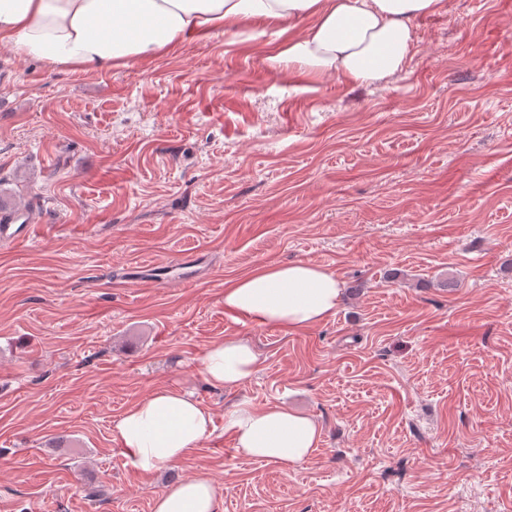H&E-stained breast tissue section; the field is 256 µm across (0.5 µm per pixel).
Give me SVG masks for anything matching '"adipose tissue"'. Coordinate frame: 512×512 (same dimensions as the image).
Here are the masks:
<instances>
[{"label": "adipose tissue", "instance_id": "obj_1", "mask_svg": "<svg viewBox=\"0 0 512 512\" xmlns=\"http://www.w3.org/2000/svg\"><path fill=\"white\" fill-rule=\"evenodd\" d=\"M442 0H0V43L52 70L100 72L147 62L186 38L241 34L249 20L278 27L284 39L272 63L352 85L395 76L413 53L415 19ZM300 19V33L287 25ZM342 297L335 272L310 262L261 268L224 289L226 311L262 325L301 330L334 314ZM259 354L249 342L211 345L201 367L209 385L231 389L254 374ZM235 450L247 459L292 466L320 441L312 417L282 405L235 404L225 415ZM213 432L209 410L192 394L158 388L132 404L113 433L130 464L151 477L185 459ZM153 512H218L214 483L196 476L157 496Z\"/></svg>", "mask_w": 512, "mask_h": 512}]
</instances>
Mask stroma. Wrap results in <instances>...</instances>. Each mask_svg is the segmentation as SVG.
Masks as SVG:
<instances>
[{
	"label": "stroma",
	"instance_id": "1",
	"mask_svg": "<svg viewBox=\"0 0 512 512\" xmlns=\"http://www.w3.org/2000/svg\"><path fill=\"white\" fill-rule=\"evenodd\" d=\"M413 31L367 86L274 67L272 36L94 73L0 44V207L41 224L0 242V512H152L199 475L219 512H512V0ZM296 261L340 277L335 314L225 311L226 283ZM227 338L259 364L220 390L201 359ZM161 387L215 430L146 477L113 425ZM242 401L313 417L317 448L236 456Z\"/></svg>",
	"mask_w": 512,
	"mask_h": 512
}]
</instances>
